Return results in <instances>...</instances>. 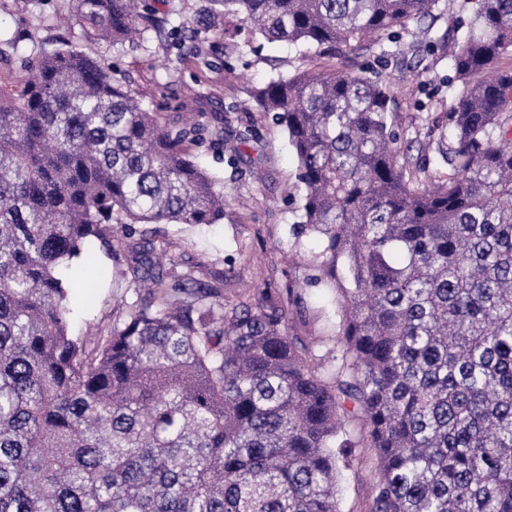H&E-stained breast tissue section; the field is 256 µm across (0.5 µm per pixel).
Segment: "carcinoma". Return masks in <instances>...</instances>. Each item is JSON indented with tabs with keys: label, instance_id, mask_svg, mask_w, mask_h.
I'll return each instance as SVG.
<instances>
[{
	"label": "carcinoma",
	"instance_id": "obj_1",
	"mask_svg": "<svg viewBox=\"0 0 512 512\" xmlns=\"http://www.w3.org/2000/svg\"><path fill=\"white\" fill-rule=\"evenodd\" d=\"M73 2L100 40L155 26L142 0ZM212 2L268 40L447 48L429 32L451 0ZM509 52L512 0H480L451 49L448 141L420 145L448 168L433 186L381 79L310 69L257 92L340 293L327 365L285 308H228L195 271L156 269L149 229L113 234L224 220L200 124L162 125L75 49L0 87V512H341L354 448L376 462L369 512H512ZM99 248L127 251L146 296L90 349L61 270Z\"/></svg>",
	"mask_w": 512,
	"mask_h": 512
}]
</instances>
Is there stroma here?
Here are the masks:
<instances>
[{"label": "stroma", "instance_id": "obj_1", "mask_svg": "<svg viewBox=\"0 0 512 512\" xmlns=\"http://www.w3.org/2000/svg\"><path fill=\"white\" fill-rule=\"evenodd\" d=\"M156 30L136 44L97 39L72 21V0H0V40L17 50L0 59V85L25 74L23 59L74 47L104 61L160 121L176 124L192 117L223 130L224 145L193 148L197 162L224 185V219L218 224H164L154 260L169 269L172 260L200 264L209 280H223L224 300L248 298L267 305L295 301V334L317 337L323 356L336 346L333 282L318 267L323 240L299 232L300 192L291 191L297 159L288 134L255 100L270 79L304 69L376 68L390 95V120L407 145L448 132V112L458 93L448 55L427 58L416 67L396 60L378 64L375 53L337 56L315 47L270 43L209 0H150ZM94 264L111 268L110 277L86 290L72 288V332L111 325L139 290L124 254L98 250ZM369 449H354L342 475V512H368L374 481Z\"/></svg>", "mask_w": 512, "mask_h": 512}]
</instances>
